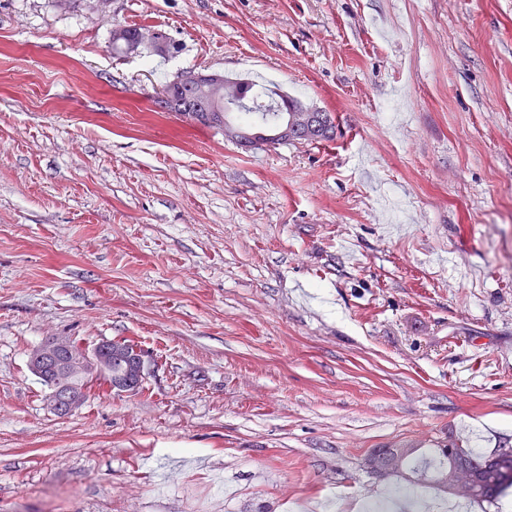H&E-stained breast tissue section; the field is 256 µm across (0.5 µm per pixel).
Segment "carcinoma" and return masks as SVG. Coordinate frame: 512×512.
I'll use <instances>...</instances> for the list:
<instances>
[{
  "label": "carcinoma",
  "mask_w": 512,
  "mask_h": 512,
  "mask_svg": "<svg viewBox=\"0 0 512 512\" xmlns=\"http://www.w3.org/2000/svg\"><path fill=\"white\" fill-rule=\"evenodd\" d=\"M137 31L135 26H125L122 32L112 35V52L126 55ZM198 71L188 70L178 74L164 85L168 94V111L183 114L188 104H196L199 87ZM255 84L244 80L243 92L254 90ZM298 100L280 92L279 89L262 88L254 90L246 105L230 112L224 111V93H215L207 100V111L195 114V122L221 130L224 124H234L236 114L255 115L261 121L259 132L276 133L275 125L287 113L290 106ZM335 135V125L329 113H323V124L319 131L310 136L300 135L298 140L308 143L328 141ZM133 344L124 339H112L99 343L92 349H86L72 339H65L57 345L53 340L43 341L28 356V367L46 388L45 402L53 414H58L57 404L70 407L75 412L89 398L96 383L113 387L118 382L134 380ZM400 447L410 448L412 452L405 469L394 472L412 488H420L429 494L440 497L447 490L436 483L440 474L448 468L452 458L460 456L475 467L484 470L483 482L477 494L470 498L476 504L493 507L496 512H504L505 500L512 488V450L500 451L501 462L495 467L485 469L487 455L474 448H462L454 443H438L434 448H424L411 441L400 442ZM428 472L431 482L421 484L415 475Z\"/></svg>",
  "instance_id": "obj_1"
}]
</instances>
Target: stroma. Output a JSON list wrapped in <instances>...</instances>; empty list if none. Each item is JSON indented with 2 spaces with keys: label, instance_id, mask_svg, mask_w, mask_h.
I'll list each match as a JSON object with an SVG mask.
<instances>
[{
  "label": "stroma",
  "instance_id": "obj_1",
  "mask_svg": "<svg viewBox=\"0 0 512 512\" xmlns=\"http://www.w3.org/2000/svg\"><path fill=\"white\" fill-rule=\"evenodd\" d=\"M190 69L336 135L160 110ZM50 336L142 390L53 415ZM401 441L512 448V0H0V512H365ZM135 26H116L113 31L120 34L113 33L112 35V52L117 55H128L129 46L137 31ZM161 31L150 30L144 31L138 29L136 34V43L133 47L134 51H138V47L142 45H149L155 47L163 55H169L168 41L161 36ZM198 72L199 71L196 70L183 71L172 81H169L164 85V90L166 92H159L155 97L157 106L166 110L167 102V111L174 112L177 115H182L187 112L188 115L194 116L191 112H195V120L190 121L196 122L207 128L222 131L224 123L231 124L224 127L225 134L245 148H251L254 145L259 144L257 142L258 138H253L252 135L248 134L253 132L255 124L247 119H244L242 123H237L238 116L235 117L234 114H251L257 116L261 121V127L257 129V131L263 133L262 136L259 137L260 139H262V137L280 138L283 136V139H287L288 141L318 143L328 141L335 135V125L328 112H323L316 107L307 106L303 103L298 104V100L288 96V94H282V92H280V90L275 86L273 87L274 89L264 87L261 88V90H256L254 94L246 99V93L256 86V84L248 79H242L244 80L242 96L247 105L236 108L230 112H224V110L227 111L235 108V106L241 101V88L239 83H236L235 80H231L221 73L219 74L222 75L224 79L219 77L216 72L200 74ZM198 74L201 78L207 80L211 78H219L224 89V93H215L209 100H206L207 112L198 111V106H195L194 109L188 108L185 111L186 104L196 105L195 95H198L197 90L199 89V82L197 80ZM166 93L168 94V101ZM295 104L297 105L295 107L293 106L289 110V119L287 116L285 123L276 133L277 130L274 126L278 120L287 113L290 105ZM319 112H322L324 118L319 131L310 136L303 135L306 132L319 128V123L321 122V114ZM231 117L237 122H234ZM232 125H236L248 133L243 132ZM296 135H298V139H288V137L295 138Z\"/></svg>",
  "mask_w": 512,
  "mask_h": 512
}]
</instances>
